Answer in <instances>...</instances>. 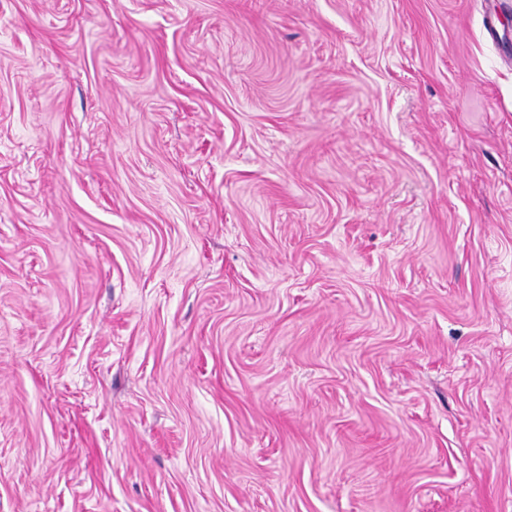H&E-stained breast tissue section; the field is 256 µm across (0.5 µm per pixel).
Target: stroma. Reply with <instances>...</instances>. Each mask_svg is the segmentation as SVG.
<instances>
[{"instance_id":"35a3bbf8","label":"stroma","mask_w":512,"mask_h":512,"mask_svg":"<svg viewBox=\"0 0 512 512\" xmlns=\"http://www.w3.org/2000/svg\"><path fill=\"white\" fill-rule=\"evenodd\" d=\"M512 0H0V512H512Z\"/></svg>"}]
</instances>
